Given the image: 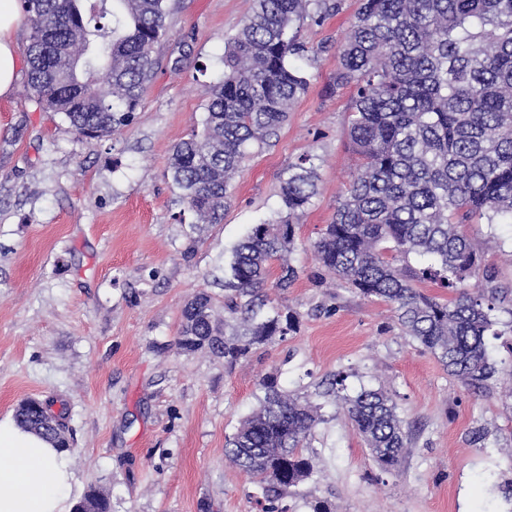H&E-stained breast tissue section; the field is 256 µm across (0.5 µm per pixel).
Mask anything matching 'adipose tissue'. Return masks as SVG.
<instances>
[{"label":"adipose tissue","instance_id":"1","mask_svg":"<svg viewBox=\"0 0 512 512\" xmlns=\"http://www.w3.org/2000/svg\"><path fill=\"white\" fill-rule=\"evenodd\" d=\"M20 26L17 0H0V97L12 92L17 78ZM76 497L69 452L0 419V512H70Z\"/></svg>","mask_w":512,"mask_h":512}]
</instances>
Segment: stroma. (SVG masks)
<instances>
[{"instance_id": "obj_1", "label": "stroma", "mask_w": 512, "mask_h": 512, "mask_svg": "<svg viewBox=\"0 0 512 512\" xmlns=\"http://www.w3.org/2000/svg\"><path fill=\"white\" fill-rule=\"evenodd\" d=\"M168 4L155 78L123 130L79 136L30 98L23 73L0 97V419L29 397L66 404L78 493H104L111 512H257L224 442L256 407L259 380L311 398L342 372L348 394L390 393L409 446L398 470L382 471L334 398H322L314 474L291 498L295 512L317 501L330 512H512V224L462 227L499 290L487 338L499 372L475 391L405 336L388 304L313 257L356 164L350 91L329 84L357 0L304 25L318 50L300 61L307 92L272 145L244 161L223 221L202 225L179 202L169 159L201 131L224 41L253 0ZM306 155L319 181L295 227L298 277L267 291L298 315L296 334L232 367L178 349L184 304L204 291L223 312L232 247L276 214L283 172Z\"/></svg>"}]
</instances>
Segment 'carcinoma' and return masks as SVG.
<instances>
[{
  "mask_svg": "<svg viewBox=\"0 0 512 512\" xmlns=\"http://www.w3.org/2000/svg\"><path fill=\"white\" fill-rule=\"evenodd\" d=\"M168 0H20L31 23L27 88L46 112L99 138L129 126L156 74L154 47L167 33ZM341 0H254L224 44V78L209 86L201 133L173 147L170 173L198 224H218L249 148L270 145L309 78L294 60L317 50L301 40ZM330 91L352 90L348 137L359 165L316 262L366 298L389 304L419 347L466 387L484 389L498 369L485 336L497 321V288L458 225L512 224V0H359L337 50ZM305 156L282 175L281 209L232 250L224 279V324L201 292L181 312L177 345L229 364L297 331L298 317L268 306L266 284L287 290L295 224L317 195ZM280 274L268 282L270 268ZM490 285L470 289L471 281ZM426 281L452 293L442 300ZM338 372L324 395L384 471L397 469L407 436L382 389L342 394ZM263 396L225 454L256 488L262 512H290L286 498L313 475L318 406L259 382ZM21 428L69 448V414L53 399L15 412Z\"/></svg>",
  "mask_w": 512,
  "mask_h": 512,
  "instance_id": "obj_1",
  "label": "carcinoma"
}]
</instances>
